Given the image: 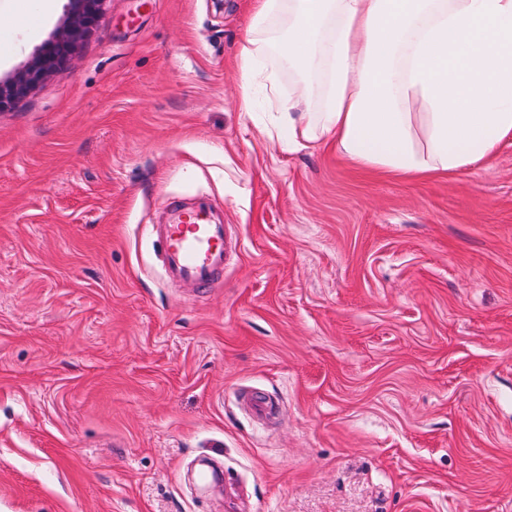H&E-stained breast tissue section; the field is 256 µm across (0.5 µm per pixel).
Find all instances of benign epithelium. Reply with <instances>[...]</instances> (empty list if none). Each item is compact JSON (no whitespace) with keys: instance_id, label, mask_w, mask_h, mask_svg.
<instances>
[{"instance_id":"obj_1","label":"benign epithelium","mask_w":512,"mask_h":512,"mask_svg":"<svg viewBox=\"0 0 512 512\" xmlns=\"http://www.w3.org/2000/svg\"><path fill=\"white\" fill-rule=\"evenodd\" d=\"M105 0H71L72 7L53 37L16 74L0 83V112L28 95L63 67L68 56L98 28Z\"/></svg>"}]
</instances>
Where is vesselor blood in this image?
Instances as JSON below:
<instances>
[{"mask_svg":"<svg viewBox=\"0 0 512 512\" xmlns=\"http://www.w3.org/2000/svg\"><path fill=\"white\" fill-rule=\"evenodd\" d=\"M168 212L166 223L150 228L168 278L199 293L210 290L233 255L226 224L215 222L203 201L189 209L173 202Z\"/></svg>","mask_w":512,"mask_h":512,"instance_id":"obj_1","label":"vessel or blood"}]
</instances>
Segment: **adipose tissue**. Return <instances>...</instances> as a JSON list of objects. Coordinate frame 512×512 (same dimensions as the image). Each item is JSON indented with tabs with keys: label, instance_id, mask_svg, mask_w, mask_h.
<instances>
[{
	"label": "adipose tissue",
	"instance_id": "ef3b65f1",
	"mask_svg": "<svg viewBox=\"0 0 512 512\" xmlns=\"http://www.w3.org/2000/svg\"><path fill=\"white\" fill-rule=\"evenodd\" d=\"M297 77L275 126L356 168L404 180L489 160L512 138V0H254L243 79Z\"/></svg>",
	"mask_w": 512,
	"mask_h": 512
}]
</instances>
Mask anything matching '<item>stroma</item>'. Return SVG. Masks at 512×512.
I'll list each match as a JSON object with an SVG mask.
<instances>
[{"label": "stroma", "mask_w": 512, "mask_h": 512, "mask_svg": "<svg viewBox=\"0 0 512 512\" xmlns=\"http://www.w3.org/2000/svg\"><path fill=\"white\" fill-rule=\"evenodd\" d=\"M51 3L0 0V78ZM251 6L105 0L0 112V512H512V140L417 181L288 151L241 108ZM197 197L240 242L203 295L148 234Z\"/></svg>", "instance_id": "1"}]
</instances>
